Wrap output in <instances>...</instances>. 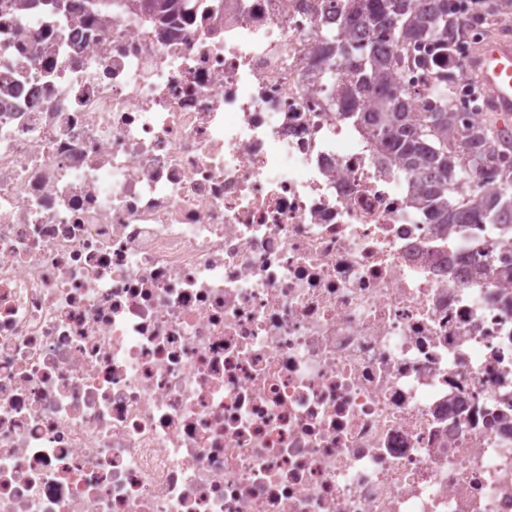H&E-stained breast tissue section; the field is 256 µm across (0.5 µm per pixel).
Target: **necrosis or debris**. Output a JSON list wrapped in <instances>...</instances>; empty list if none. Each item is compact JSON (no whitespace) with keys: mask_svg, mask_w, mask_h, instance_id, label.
I'll return each instance as SVG.
<instances>
[{"mask_svg":"<svg viewBox=\"0 0 512 512\" xmlns=\"http://www.w3.org/2000/svg\"><path fill=\"white\" fill-rule=\"evenodd\" d=\"M339 3L0 0V512H512V239L379 166Z\"/></svg>","mask_w":512,"mask_h":512,"instance_id":"4bbe7bcc","label":"necrosis or debris"}]
</instances>
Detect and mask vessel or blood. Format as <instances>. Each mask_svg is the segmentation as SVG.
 Here are the masks:
<instances>
[{
  "instance_id": "obj_1",
  "label": "vessel or blood",
  "mask_w": 512,
  "mask_h": 512,
  "mask_svg": "<svg viewBox=\"0 0 512 512\" xmlns=\"http://www.w3.org/2000/svg\"><path fill=\"white\" fill-rule=\"evenodd\" d=\"M465 68L485 95V107L504 119L512 118V37L482 44L467 58Z\"/></svg>"
}]
</instances>
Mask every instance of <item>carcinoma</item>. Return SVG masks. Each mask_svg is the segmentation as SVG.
Here are the masks:
<instances>
[{"instance_id": "1", "label": "carcinoma", "mask_w": 512, "mask_h": 512, "mask_svg": "<svg viewBox=\"0 0 512 512\" xmlns=\"http://www.w3.org/2000/svg\"><path fill=\"white\" fill-rule=\"evenodd\" d=\"M344 14L346 26L355 30L372 33L389 26L404 41L433 39L448 50L458 36L448 0H346ZM328 56L349 64L352 80L336 94L348 107L362 108L351 116L370 130L375 152L404 163L418 186L411 203L422 207L430 223L512 225L508 193H485L469 206L455 197L459 183L476 182L485 169L499 164L502 153L489 150L494 140L484 134V125L457 127L448 74L438 73L434 104L418 115L412 92L398 81L383 47L373 51L338 36Z\"/></svg>"}]
</instances>
